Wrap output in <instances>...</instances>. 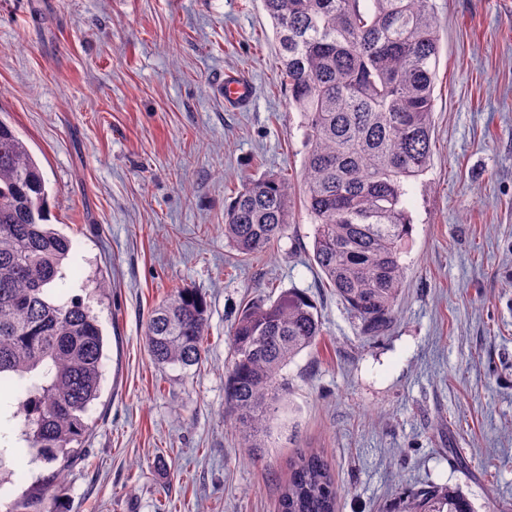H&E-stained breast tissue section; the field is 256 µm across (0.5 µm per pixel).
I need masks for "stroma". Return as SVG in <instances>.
Returning a JSON list of instances; mask_svg holds the SVG:
<instances>
[{"label": "stroma", "instance_id": "35a3bbf8", "mask_svg": "<svg viewBox=\"0 0 512 512\" xmlns=\"http://www.w3.org/2000/svg\"><path fill=\"white\" fill-rule=\"evenodd\" d=\"M434 6V155L406 185L396 318L369 337L322 284L302 207L247 260L224 238L243 181H299L305 151L260 0H0V120L37 160L81 279L112 284L94 307L101 396L52 512H277L305 448L331 464L337 512H397L430 485L512 512V0ZM228 71L255 85L248 110L225 105ZM182 288L209 316L186 369L145 344ZM290 288L323 334L289 364L254 464L224 414L229 334L247 300Z\"/></svg>", "mask_w": 512, "mask_h": 512}]
</instances>
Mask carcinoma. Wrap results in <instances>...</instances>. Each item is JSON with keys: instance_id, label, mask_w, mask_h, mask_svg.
<instances>
[{"instance_id": "1", "label": "carcinoma", "mask_w": 512, "mask_h": 512, "mask_svg": "<svg viewBox=\"0 0 512 512\" xmlns=\"http://www.w3.org/2000/svg\"><path fill=\"white\" fill-rule=\"evenodd\" d=\"M273 22L280 77L300 112L306 149L303 204L315 224L312 259L336 297L378 336L395 319L404 284L400 257L410 221L405 185L433 156L434 87L440 34L433 0H261ZM41 169L17 131L0 120V397L20 430L0 448V487L28 455L57 470L35 481L6 512H49L56 484L89 431L98 399L104 337L97 316L65 284L71 241L48 223ZM292 183L279 173L244 183L224 213V239L241 255L266 248L287 229ZM94 293L110 290L104 278ZM207 302L181 289L154 309L145 342L158 365L202 361ZM322 322L300 290L248 301L232 330L224 372L225 412L252 459L267 447L280 410L285 369L316 344ZM340 491L314 448L299 453L279 512H336ZM398 512H473L458 491L430 486Z\"/></svg>"}]
</instances>
